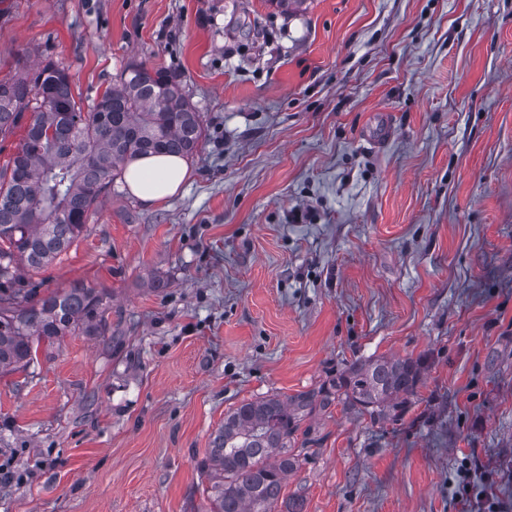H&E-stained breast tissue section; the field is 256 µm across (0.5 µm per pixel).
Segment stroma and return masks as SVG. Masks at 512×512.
<instances>
[{
    "mask_svg": "<svg viewBox=\"0 0 512 512\" xmlns=\"http://www.w3.org/2000/svg\"><path fill=\"white\" fill-rule=\"evenodd\" d=\"M20 57L84 106L128 63L167 71L203 138L175 197L116 178L23 271L106 289L109 335L0 375V512H201L230 408L378 356L423 363L406 412L315 411L283 497L512 512V0H0V78Z\"/></svg>",
    "mask_w": 512,
    "mask_h": 512,
    "instance_id": "1",
    "label": "stroma"
}]
</instances>
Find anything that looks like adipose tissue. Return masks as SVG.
I'll return each mask as SVG.
<instances>
[{"label": "adipose tissue", "instance_id": "obj_1", "mask_svg": "<svg viewBox=\"0 0 512 512\" xmlns=\"http://www.w3.org/2000/svg\"><path fill=\"white\" fill-rule=\"evenodd\" d=\"M189 175L186 159L168 154L136 157L127 161L124 169L129 192L148 206L176 195Z\"/></svg>", "mask_w": 512, "mask_h": 512}]
</instances>
